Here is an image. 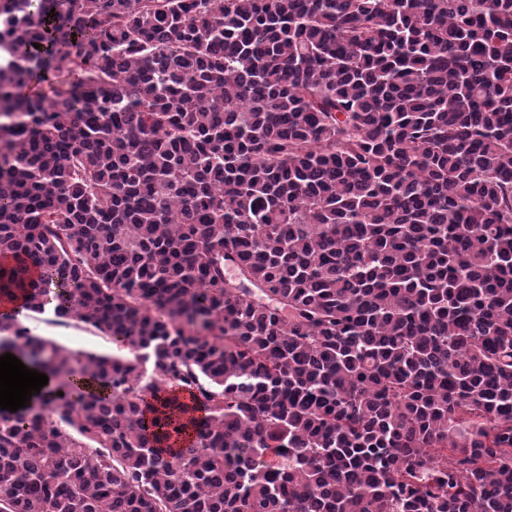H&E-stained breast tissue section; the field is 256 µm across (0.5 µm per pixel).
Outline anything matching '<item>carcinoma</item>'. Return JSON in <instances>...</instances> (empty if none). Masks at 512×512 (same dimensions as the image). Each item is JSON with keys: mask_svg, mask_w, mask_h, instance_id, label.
<instances>
[{"mask_svg": "<svg viewBox=\"0 0 512 512\" xmlns=\"http://www.w3.org/2000/svg\"><path fill=\"white\" fill-rule=\"evenodd\" d=\"M15 296L0 512H512V0H0ZM18 319L37 336L52 338L57 342L72 348L96 351L100 353L112 350V341L100 331L76 320H70L66 325L53 322V317L47 313L37 314L25 311Z\"/></svg>", "mask_w": 512, "mask_h": 512, "instance_id": "cac0c4a2", "label": "carcinoma"}]
</instances>
